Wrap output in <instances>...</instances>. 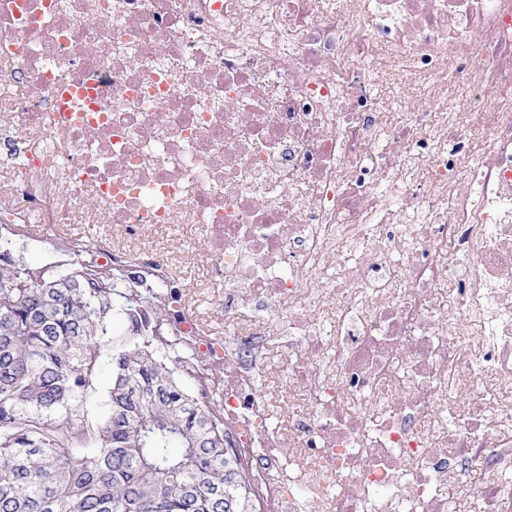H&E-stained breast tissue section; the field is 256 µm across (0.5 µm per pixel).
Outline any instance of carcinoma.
<instances>
[{"instance_id": "obj_1", "label": "carcinoma", "mask_w": 512, "mask_h": 512, "mask_svg": "<svg viewBox=\"0 0 512 512\" xmlns=\"http://www.w3.org/2000/svg\"><path fill=\"white\" fill-rule=\"evenodd\" d=\"M0 245V512H249L224 450L221 403L200 405L154 334L166 283L83 255L37 267ZM112 354L105 413L79 412L102 339Z\"/></svg>"}]
</instances>
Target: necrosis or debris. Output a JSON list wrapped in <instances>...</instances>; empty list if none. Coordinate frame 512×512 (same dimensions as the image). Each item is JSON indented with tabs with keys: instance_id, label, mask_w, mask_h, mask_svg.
I'll list each match as a JSON object with an SVG mask.
<instances>
[{
	"instance_id": "1",
	"label": "necrosis or debris",
	"mask_w": 512,
	"mask_h": 512,
	"mask_svg": "<svg viewBox=\"0 0 512 512\" xmlns=\"http://www.w3.org/2000/svg\"><path fill=\"white\" fill-rule=\"evenodd\" d=\"M0 219L189 225L251 512H512V0H0Z\"/></svg>"
}]
</instances>
